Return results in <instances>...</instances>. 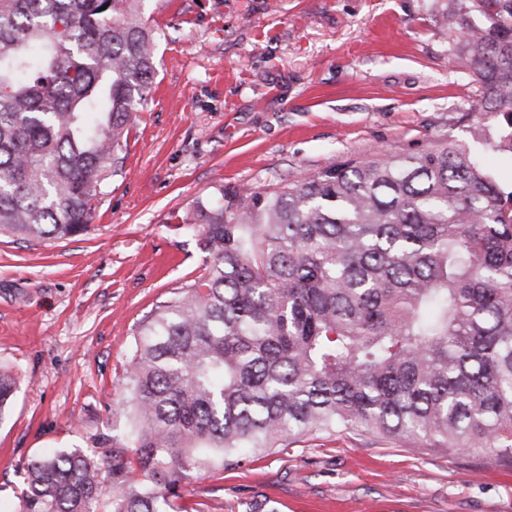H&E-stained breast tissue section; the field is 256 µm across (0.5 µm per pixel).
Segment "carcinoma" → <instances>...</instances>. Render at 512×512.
<instances>
[{"label":"carcinoma","instance_id":"cac0c4a2","mask_svg":"<svg viewBox=\"0 0 512 512\" xmlns=\"http://www.w3.org/2000/svg\"><path fill=\"white\" fill-rule=\"evenodd\" d=\"M448 52L512 128V0H433ZM484 19L481 26L472 19ZM162 29L139 0H0V234L88 230L122 173ZM207 265L144 320L112 455L27 470L19 512H183L193 472L296 434L361 431L512 462V190L455 140L375 153L230 215L199 203ZM17 381L0 366V415Z\"/></svg>","mask_w":512,"mask_h":512}]
</instances>
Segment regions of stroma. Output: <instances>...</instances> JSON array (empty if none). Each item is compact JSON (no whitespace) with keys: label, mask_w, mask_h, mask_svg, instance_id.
I'll return each instance as SVG.
<instances>
[{"label":"stroma","mask_w":512,"mask_h":512,"mask_svg":"<svg viewBox=\"0 0 512 512\" xmlns=\"http://www.w3.org/2000/svg\"><path fill=\"white\" fill-rule=\"evenodd\" d=\"M157 76L121 175L65 240L0 237V512L30 461L125 430L142 322L202 274L184 221L223 195L275 190L377 151L420 152L475 126L499 137L436 33L432 0H144ZM187 512H512V463L407 439L312 433L192 475Z\"/></svg>","instance_id":"35a3bbf8"}]
</instances>
